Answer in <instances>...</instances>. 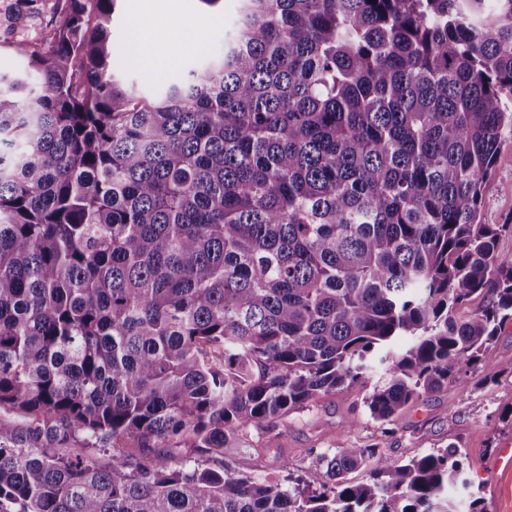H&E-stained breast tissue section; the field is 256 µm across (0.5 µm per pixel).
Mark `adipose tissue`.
<instances>
[{"mask_svg":"<svg viewBox=\"0 0 512 512\" xmlns=\"http://www.w3.org/2000/svg\"><path fill=\"white\" fill-rule=\"evenodd\" d=\"M180 0H167L156 6L152 0H132L135 14L144 16L151 33V53L139 57L141 66L162 74L171 69L187 46L186 36L192 30L191 20L182 18Z\"/></svg>","mask_w":512,"mask_h":512,"instance_id":"ef3b65f1","label":"adipose tissue"}]
</instances>
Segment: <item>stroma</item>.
I'll use <instances>...</instances> for the list:
<instances>
[{
	"label": "stroma",
	"mask_w": 512,
	"mask_h": 512,
	"mask_svg": "<svg viewBox=\"0 0 512 512\" xmlns=\"http://www.w3.org/2000/svg\"><path fill=\"white\" fill-rule=\"evenodd\" d=\"M185 17L197 26L176 66L165 72L168 80L187 78L222 52L233 33L240 0H223L210 8L202 0H183ZM58 0H0V72L25 69L12 44L34 43L55 22ZM143 21L133 15L127 0H118L111 27L112 47L120 59L112 71L124 86L145 96L157 89L135 68V36ZM480 218L485 224H512V137L501 145L494 170L482 190ZM378 375L323 396L310 406L293 411L273 427L241 430L235 446L224 455L226 465L254 480L286 481L302 475L310 488L326 482L320 458L338 439L368 448L386 442L400 461L456 444L466 462L472 487L481 489L488 512H512V468L497 465L501 444L512 439V322L499 331L490 353L465 376L467 391L448 385L409 404L390 423L374 420L365 399Z\"/></svg>",
	"instance_id": "obj_1"
}]
</instances>
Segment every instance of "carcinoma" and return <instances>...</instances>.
Listing matches in <instances>:
<instances>
[{"label":"carcinoma","instance_id":"1","mask_svg":"<svg viewBox=\"0 0 512 512\" xmlns=\"http://www.w3.org/2000/svg\"><path fill=\"white\" fill-rule=\"evenodd\" d=\"M116 2L0 73V512H459L454 444L339 440L311 492L208 462L375 372L381 422L463 391L512 321V226L480 220L512 0H240L153 98L112 73Z\"/></svg>","mask_w":512,"mask_h":512}]
</instances>
